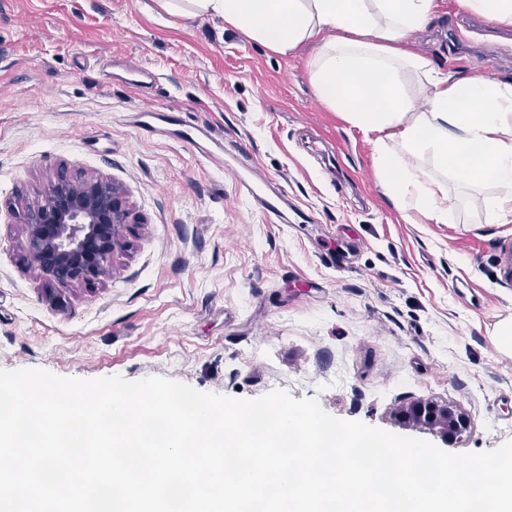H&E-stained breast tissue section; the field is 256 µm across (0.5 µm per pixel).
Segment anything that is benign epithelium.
<instances>
[{
	"mask_svg": "<svg viewBox=\"0 0 512 512\" xmlns=\"http://www.w3.org/2000/svg\"><path fill=\"white\" fill-rule=\"evenodd\" d=\"M132 223L134 216L112 182L77 177L62 168L42 202L23 214L25 258L50 283L91 284L107 274L120 226ZM406 415L439 428L445 437L469 427L463 414L433 403L412 405Z\"/></svg>",
	"mask_w": 512,
	"mask_h": 512,
	"instance_id": "1",
	"label": "benign epithelium"
}]
</instances>
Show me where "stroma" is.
Listing matches in <instances>:
<instances>
[{"mask_svg": "<svg viewBox=\"0 0 512 512\" xmlns=\"http://www.w3.org/2000/svg\"><path fill=\"white\" fill-rule=\"evenodd\" d=\"M151 0H0V369L62 377L161 376L202 392L317 398L329 414L449 453L512 441V318L503 276L512 223L427 152L406 161L457 200L444 224H411L377 173L373 135L316 96L313 45L271 52L222 21L172 17ZM408 50L438 69L512 81V26L441 0ZM132 60L158 76H121ZM140 107L211 128L278 183L305 220L276 226L227 171L172 138L140 134ZM119 188L108 275L47 282L23 261L19 214L57 168ZM335 252L340 263L327 265ZM467 414L443 440L406 422L410 403Z\"/></svg>", "mask_w": 512, "mask_h": 512, "instance_id": "obj_1", "label": "stroma"}]
</instances>
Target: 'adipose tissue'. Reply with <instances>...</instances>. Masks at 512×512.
I'll list each match as a JSON object with an SVG mask.
<instances>
[{
    "label": "adipose tissue",
    "mask_w": 512,
    "mask_h": 512,
    "mask_svg": "<svg viewBox=\"0 0 512 512\" xmlns=\"http://www.w3.org/2000/svg\"><path fill=\"white\" fill-rule=\"evenodd\" d=\"M163 12L205 14L285 55L315 42L310 69L318 98L365 132L376 134L385 188L411 224H444L455 203L427 187L404 153L426 150L465 181H492L506 194L487 209L512 223V84L436 70L403 43L425 28L438 0H154ZM416 73L424 107L407 90Z\"/></svg>",
    "instance_id": "ef3b65f1"
}]
</instances>
